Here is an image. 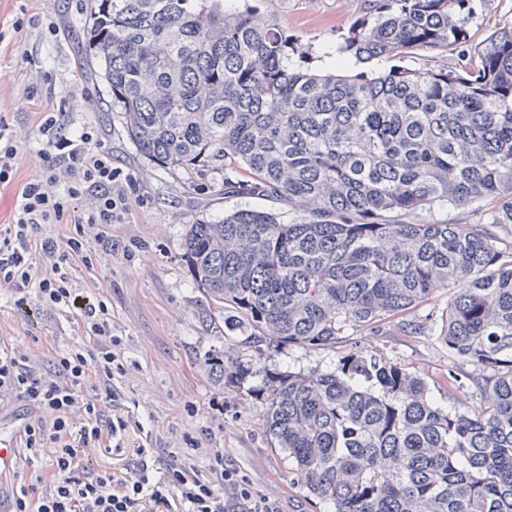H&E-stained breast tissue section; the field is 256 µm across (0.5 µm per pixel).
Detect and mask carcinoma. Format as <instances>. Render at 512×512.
Listing matches in <instances>:
<instances>
[{
	"mask_svg": "<svg viewBox=\"0 0 512 512\" xmlns=\"http://www.w3.org/2000/svg\"><path fill=\"white\" fill-rule=\"evenodd\" d=\"M341 49L454 51L474 0H373ZM89 43L129 138L158 167L229 161V193L288 203L186 225L182 260L263 357L396 321L448 351V412L364 348L331 372L264 370V433L331 512H512V26L457 70L365 75L288 65V35L224 0H93ZM467 211L461 224L419 215ZM438 293L444 307L424 316ZM471 367L467 371L463 366ZM217 372L242 384L240 365Z\"/></svg>",
	"mask_w": 512,
	"mask_h": 512,
	"instance_id": "cac0c4a2",
	"label": "carcinoma"
}]
</instances>
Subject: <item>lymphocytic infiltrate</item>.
Instances as JSON below:
<instances>
[{"label": "lymphocytic infiltrate", "instance_id": "lymphocytic-infiltrate-1", "mask_svg": "<svg viewBox=\"0 0 512 512\" xmlns=\"http://www.w3.org/2000/svg\"><path fill=\"white\" fill-rule=\"evenodd\" d=\"M38 132L40 171L23 185L11 222L0 224V287L11 290L17 308L34 299L43 309L76 313L90 343L61 350L46 373L23 346L0 338V399L17 394L36 409L21 426L20 440L32 452L48 451L57 475L48 485L38 479L17 485L10 512H278L238 471L225 468L219 451L207 477L183 462L159 469L150 448L138 449L121 478L90 464V449L121 439L128 422L104 416L85 382L94 375L111 389L124 365L107 303L77 288L70 268L76 260L92 261L86 227L120 223L127 198L114 186L111 151L91 127L48 112ZM44 224H72L77 231L63 242L51 235L33 241V229ZM226 486L234 489L233 500L225 499Z\"/></svg>", "mask_w": 512, "mask_h": 512}]
</instances>
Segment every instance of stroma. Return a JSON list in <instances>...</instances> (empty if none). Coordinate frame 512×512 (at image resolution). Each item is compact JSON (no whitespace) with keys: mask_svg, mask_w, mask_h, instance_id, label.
Wrapping results in <instances>:
<instances>
[{"mask_svg":"<svg viewBox=\"0 0 512 512\" xmlns=\"http://www.w3.org/2000/svg\"><path fill=\"white\" fill-rule=\"evenodd\" d=\"M255 7L277 23L293 43L291 67L313 73L335 71L333 62L350 26L371 13V0H224L225 12ZM36 25L15 29L21 8ZM88 0H0V113H6L20 147L12 185L0 187V224L9 223L16 194L38 170L41 142L36 131L40 112H77L112 151L117 183L128 198L122 223L86 229L92 265L74 263L77 287L102 297L112 315V332L125 366L112 391L89 380L88 392L101 400L105 414L132 422L124 448L92 451L94 466L125 473L138 447L154 449L164 462L179 458L201 473L210 471V451L224 452V465L245 476L255 494L275 501L279 512H330L298 480L286 452L271 447L264 432L266 404L247 386L217 380L209 357L225 364L256 359L245 334L224 325L223 316L192 281L181 258L187 224L216 221L240 207H260L287 216V203L250 195L229 196L224 182L237 178L232 166L198 170L162 168L144 158L129 139L123 115L113 105L103 65L91 57L84 31L90 24ZM512 25V0H476L467 25L466 52H477L493 26ZM454 51H416L392 61L371 59L347 67V74L407 69L457 68ZM0 336L23 345L45 371L59 350L88 343L80 320L31 306L15 309L0 289ZM382 353L420 376L440 408L464 411L478 402L475 394L450 397L440 381L448 354L435 337L413 338L389 324L370 336H348L332 347L283 346L269 351L263 364L311 372L334 369L354 347ZM199 449H191L189 439Z\"/></svg>","mask_w":512,"mask_h":512,"instance_id":"1","label":"stroma"}]
</instances>
